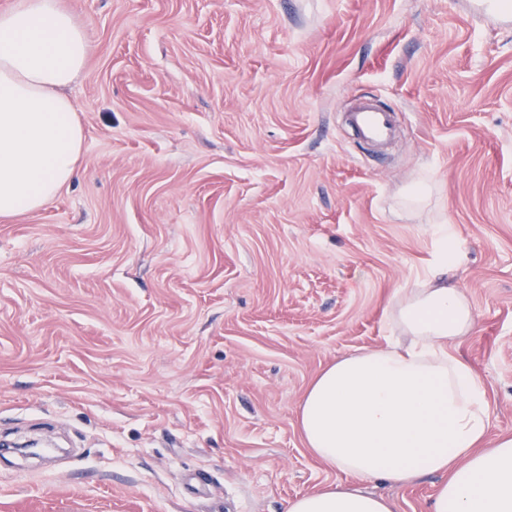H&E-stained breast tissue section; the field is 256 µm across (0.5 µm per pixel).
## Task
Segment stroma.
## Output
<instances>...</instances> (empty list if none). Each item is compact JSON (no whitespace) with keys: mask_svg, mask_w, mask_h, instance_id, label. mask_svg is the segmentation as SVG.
Returning <instances> with one entry per match:
<instances>
[{"mask_svg":"<svg viewBox=\"0 0 512 512\" xmlns=\"http://www.w3.org/2000/svg\"><path fill=\"white\" fill-rule=\"evenodd\" d=\"M77 177L0 220V512H287L343 480L299 402L394 335L439 228L451 346L512 433V21L469 0H64ZM394 111L380 157L344 115ZM430 186L420 203L407 199ZM431 512L436 478L368 483Z\"/></svg>","mask_w":512,"mask_h":512,"instance_id":"stroma-1","label":"stroma"}]
</instances>
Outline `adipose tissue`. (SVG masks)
<instances>
[{
    "label": "adipose tissue",
    "mask_w": 512,
    "mask_h": 512,
    "mask_svg": "<svg viewBox=\"0 0 512 512\" xmlns=\"http://www.w3.org/2000/svg\"><path fill=\"white\" fill-rule=\"evenodd\" d=\"M93 46L59 0H17L0 13V218L33 212L76 174L83 130L67 87ZM424 280L388 315L400 338L340 357L299 406L307 447L347 475L289 502L288 512H396L366 490L442 476L432 512H512V435H491L483 384L449 347L476 327L451 282L460 249L450 227Z\"/></svg>",
    "instance_id": "obj_1"
}]
</instances>
